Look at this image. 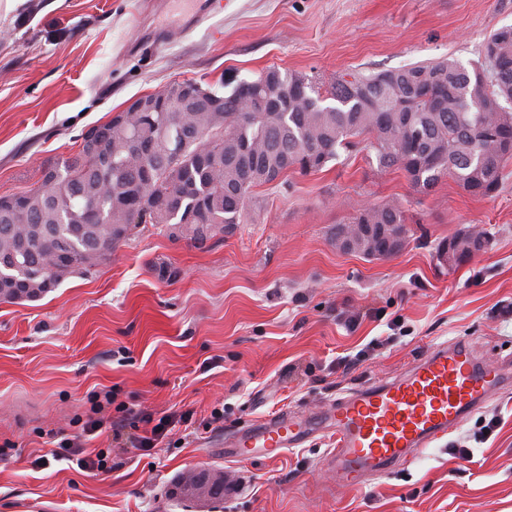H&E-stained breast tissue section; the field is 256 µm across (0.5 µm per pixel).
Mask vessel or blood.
Instances as JSON below:
<instances>
[{
  "mask_svg": "<svg viewBox=\"0 0 512 512\" xmlns=\"http://www.w3.org/2000/svg\"><path fill=\"white\" fill-rule=\"evenodd\" d=\"M512 380V365L489 368L458 339L433 346L402 374L351 389L323 414L336 446L324 458L338 485L361 487L368 475L392 472L448 435L496 390ZM307 416L281 412L239 428L230 457L272 460L306 442Z\"/></svg>",
  "mask_w": 512,
  "mask_h": 512,
  "instance_id": "vessel-or-blood-1",
  "label": "vessel or blood"
}]
</instances>
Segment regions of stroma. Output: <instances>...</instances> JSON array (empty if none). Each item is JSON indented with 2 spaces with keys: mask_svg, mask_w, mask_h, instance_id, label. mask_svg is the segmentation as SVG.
<instances>
[{
  "mask_svg": "<svg viewBox=\"0 0 512 512\" xmlns=\"http://www.w3.org/2000/svg\"><path fill=\"white\" fill-rule=\"evenodd\" d=\"M203 0H25L0 18V196L36 187L47 165L172 82L245 79L276 68L376 72L425 60L478 61L512 25V0H223L222 13L157 46L155 30ZM490 196L444 178L431 192L369 150L255 188L242 224L208 248L148 226L92 275L32 301L0 302V512H512V389L447 437L359 489L322 464L321 430L273 460L224 455L239 426L284 410L320 414L358 385L405 371L436 343L469 340L489 366L512 357V161ZM396 203L411 240L396 255L343 252L330 231L351 202ZM478 226L487 249L440 263L438 245ZM134 415L86 441L109 469L59 459L92 395ZM223 412L213 421L214 412ZM189 414L156 446L147 420ZM498 419L476 441L482 420ZM470 448V460L453 445ZM223 472V503L176 498L193 470Z\"/></svg>",
  "mask_w": 512,
  "mask_h": 512,
  "instance_id": "35a3bbf8",
  "label": "stroma"
}]
</instances>
